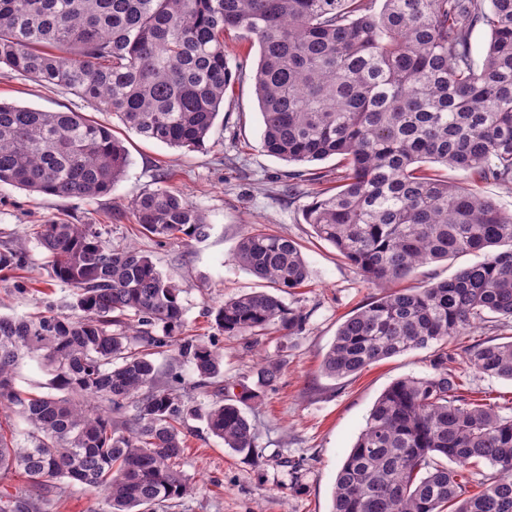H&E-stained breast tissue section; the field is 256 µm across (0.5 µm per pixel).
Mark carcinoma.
Wrapping results in <instances>:
<instances>
[{"label": "carcinoma", "instance_id": "obj_1", "mask_svg": "<svg viewBox=\"0 0 512 512\" xmlns=\"http://www.w3.org/2000/svg\"><path fill=\"white\" fill-rule=\"evenodd\" d=\"M0 0V66L72 91L128 129L169 147L205 145L233 82L224 33L259 47L255 92L262 149L289 163L345 161L336 186L303 217L379 293L347 317L323 361L334 379L409 350L438 346L435 373L380 395L333 487L331 512H512V415L468 398L457 363L512 380V340L460 346L492 313L512 321V213L481 184H512V0ZM491 40L476 63L471 37ZM466 172L449 182L429 164ZM129 153L81 112L0 102V183L60 198L105 196ZM130 213L159 239L207 236L206 214L168 188L135 197ZM96 224L48 220L30 236L52 281L73 289L68 312L0 316V512H52L70 486L103 492L100 512H156L190 491L181 470L185 420L247 460L257 436L231 398L215 342L183 335L180 288L134 246L115 249ZM483 259L421 288H396L420 267L462 253ZM236 264L287 293L310 271L285 234L247 233ZM0 250V271L23 267ZM218 331L248 344L306 316L267 291L212 310ZM164 349L197 374L208 404L161 382ZM35 359L47 392L16 388ZM280 362L257 363L271 386ZM456 464L448 468L445 461ZM495 473L477 479L475 467ZM19 476L24 486L12 487ZM482 490L469 493V485Z\"/></svg>", "mask_w": 512, "mask_h": 512}]
</instances>
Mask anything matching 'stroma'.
<instances>
[{
	"mask_svg": "<svg viewBox=\"0 0 512 512\" xmlns=\"http://www.w3.org/2000/svg\"><path fill=\"white\" fill-rule=\"evenodd\" d=\"M234 81L224 95L205 146L176 149L143 140L112 113L102 112L62 88L44 87L28 75H0V100L45 111H74L110 128L129 151L130 164L108 195L64 199L0 184V248L17 244L28 225L61 217L73 224H104L113 246L136 244L157 268L177 283L186 335L214 340L224 352L223 378L249 375L257 355L282 361L278 380L263 388L246 414L254 423L258 462L243 459L211 435L200 420L189 421L182 469L194 490L173 512H331L336 474L364 428L381 393L395 380L433 375L435 348L413 350L382 360L342 380L324 376L322 361L339 325L377 293L357 269L328 242L318 239L302 210L311 195L288 197L283 186L300 171L262 152L263 122L254 92L258 47L227 33ZM169 186L202 210L210 229L202 240L158 243L140 233L129 211L146 190ZM290 236L302 246L310 278L305 287L283 294V302L306 313L305 329L295 336L271 332L248 351L243 338L219 333L209 309L265 284L235 265L234 250L251 227ZM44 253L28 242L25 268L0 273V314H24L36 305L63 304L69 287L49 281ZM471 398L512 413V381L466 373ZM298 463V472L285 460Z\"/></svg>",
	"mask_w": 512,
	"mask_h": 512,
	"instance_id": "35a3bbf8",
	"label": "stroma"
}]
</instances>
